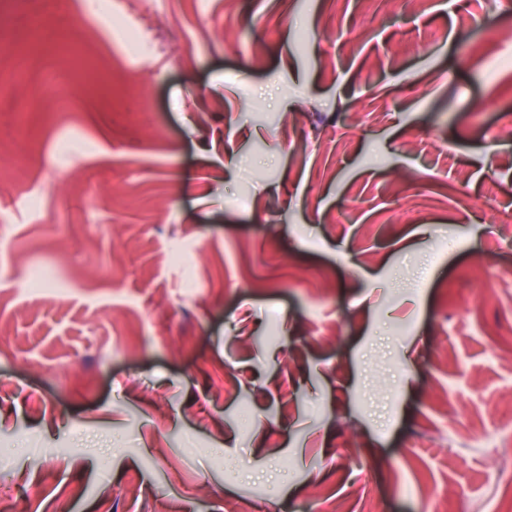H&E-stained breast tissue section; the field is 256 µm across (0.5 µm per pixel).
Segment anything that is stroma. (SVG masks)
<instances>
[{"label": "stroma", "instance_id": "1", "mask_svg": "<svg viewBox=\"0 0 512 512\" xmlns=\"http://www.w3.org/2000/svg\"><path fill=\"white\" fill-rule=\"evenodd\" d=\"M82 2L0 0L13 512H487L512 0Z\"/></svg>", "mask_w": 512, "mask_h": 512}]
</instances>
